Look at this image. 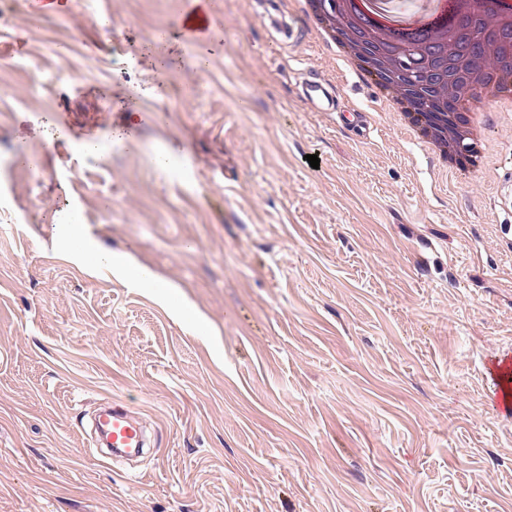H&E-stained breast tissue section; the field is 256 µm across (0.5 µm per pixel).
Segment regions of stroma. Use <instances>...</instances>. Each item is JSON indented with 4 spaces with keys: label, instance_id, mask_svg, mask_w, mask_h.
<instances>
[{
    "label": "stroma",
    "instance_id": "stroma-1",
    "mask_svg": "<svg viewBox=\"0 0 512 512\" xmlns=\"http://www.w3.org/2000/svg\"><path fill=\"white\" fill-rule=\"evenodd\" d=\"M186 2L0 25V512H512V120L446 173L310 18L212 0L191 43ZM104 400L155 431L135 468ZM212 24L209 0H190L181 17V29L189 41H199L208 36ZM337 88L323 83L310 82L306 84L305 98L313 105L330 109L335 106Z\"/></svg>",
    "mask_w": 512,
    "mask_h": 512
}]
</instances>
